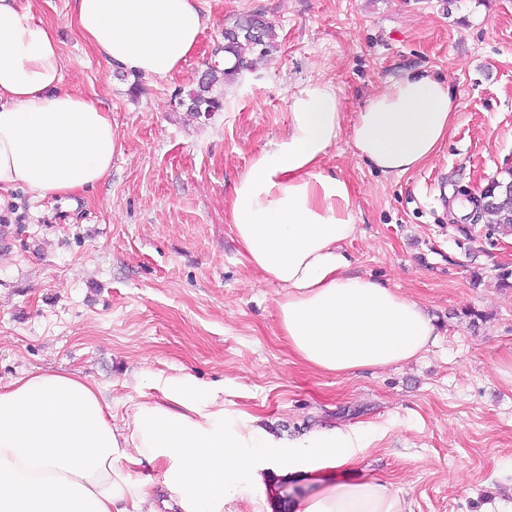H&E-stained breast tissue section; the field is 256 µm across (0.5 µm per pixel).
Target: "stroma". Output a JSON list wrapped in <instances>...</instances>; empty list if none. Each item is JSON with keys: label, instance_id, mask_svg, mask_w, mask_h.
Wrapping results in <instances>:
<instances>
[{"label": "stroma", "instance_id": "35a3bbf8", "mask_svg": "<svg viewBox=\"0 0 512 512\" xmlns=\"http://www.w3.org/2000/svg\"><path fill=\"white\" fill-rule=\"evenodd\" d=\"M199 45L171 78L107 67L81 39L73 0H15L50 24L62 85L109 112L112 168L93 190L0 206V385L31 370L78 371L124 401L160 396L188 369L224 407L296 441L366 428L351 476L391 483L408 512H512V234L455 215L512 168V0H199ZM262 16L276 49L224 87L221 111L181 106L224 55V29ZM409 70L446 80L458 110L423 166L384 175L349 136L324 173L353 189L356 274L423 304L438 338L416 362L348 377L313 371L278 328L282 290L243 258L224 201L288 124L312 79L354 120Z\"/></svg>", "mask_w": 512, "mask_h": 512}]
</instances>
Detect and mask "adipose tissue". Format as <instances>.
<instances>
[{
  "instance_id": "1",
  "label": "adipose tissue",
  "mask_w": 512,
  "mask_h": 512,
  "mask_svg": "<svg viewBox=\"0 0 512 512\" xmlns=\"http://www.w3.org/2000/svg\"><path fill=\"white\" fill-rule=\"evenodd\" d=\"M75 26L108 66L166 79L205 27L197 0H76ZM52 26L0 0V192L92 190L112 167V120L62 87ZM458 104L446 82L407 72L345 126L332 84L292 94L284 134L252 159L225 203L245 261L282 288L279 325L309 368L336 376L403 365L436 328L412 298L351 274V185L320 164L342 134L380 173L401 176L446 139ZM116 417L90 377L34 371L0 386V512H405L392 485L348 474L364 446L353 429L303 441L257 419L229 420L224 401L189 374L161 397L138 393ZM152 474L135 476L141 465Z\"/></svg>"
}]
</instances>
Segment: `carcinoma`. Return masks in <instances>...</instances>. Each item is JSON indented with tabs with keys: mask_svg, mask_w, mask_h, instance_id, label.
<instances>
[{
	"mask_svg": "<svg viewBox=\"0 0 512 512\" xmlns=\"http://www.w3.org/2000/svg\"><path fill=\"white\" fill-rule=\"evenodd\" d=\"M224 53L234 58L229 68L218 70L209 68L181 101L186 111L200 115L204 112H217L223 107L222 87L233 80L245 68L251 67L254 60L263 58L274 49L275 32L272 25L251 16L237 20L224 30ZM497 187L490 205L484 207L481 216L488 224L503 231H512V169L504 171V176L496 180Z\"/></svg>",
	"mask_w": 512,
	"mask_h": 512,
	"instance_id": "carcinoma-1",
	"label": "carcinoma"
}]
</instances>
